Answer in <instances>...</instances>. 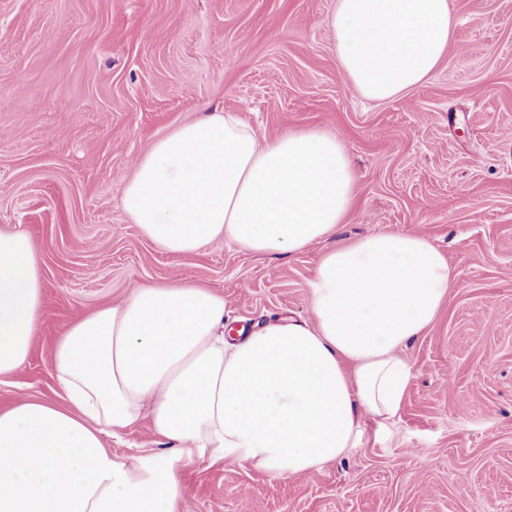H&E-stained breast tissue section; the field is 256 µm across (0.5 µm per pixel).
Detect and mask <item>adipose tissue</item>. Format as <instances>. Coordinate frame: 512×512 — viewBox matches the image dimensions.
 I'll return each instance as SVG.
<instances>
[{"mask_svg":"<svg viewBox=\"0 0 512 512\" xmlns=\"http://www.w3.org/2000/svg\"><path fill=\"white\" fill-rule=\"evenodd\" d=\"M333 51L352 88L386 101L425 82L454 32L449 0H336ZM338 138L265 139L214 108L153 140L122 207L164 251L226 241L262 255L329 246L309 282L311 316L230 337L223 297L142 285L78 315L53 367L67 400L0 411V512H181V464L239 458L278 477L344 458L384 433L412 377L404 350L430 328L452 272L428 238L378 232L333 243L354 203ZM45 304L35 240L0 231V377L27 362ZM149 420L168 452L129 462L104 434Z\"/></svg>","mask_w":512,"mask_h":512,"instance_id":"obj_1","label":"adipose tissue"}]
</instances>
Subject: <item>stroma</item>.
I'll use <instances>...</instances> for the list:
<instances>
[{"label": "stroma", "mask_w": 512, "mask_h": 512, "mask_svg": "<svg viewBox=\"0 0 512 512\" xmlns=\"http://www.w3.org/2000/svg\"><path fill=\"white\" fill-rule=\"evenodd\" d=\"M336 0H0V231L40 247L46 305L0 409L63 403L53 356L73 319L141 284L223 296L233 326L311 315L323 244L278 257L215 242L163 251L120 188L152 140L236 112L264 138L336 134L355 173L338 233H419L454 278L411 342L412 379L383 440L279 478L236 459L183 464L184 512H512V0H451L446 55L423 84L363 99L336 63ZM104 446L166 452L149 421Z\"/></svg>", "instance_id": "1"}]
</instances>
